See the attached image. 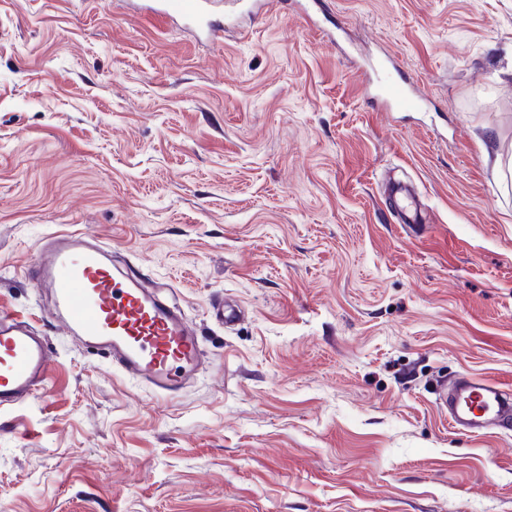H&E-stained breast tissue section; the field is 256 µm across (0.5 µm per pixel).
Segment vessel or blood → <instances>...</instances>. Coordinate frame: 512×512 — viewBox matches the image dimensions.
Returning a JSON list of instances; mask_svg holds the SVG:
<instances>
[{
    "instance_id": "b4317fda",
    "label": "vessel or blood",
    "mask_w": 512,
    "mask_h": 512,
    "mask_svg": "<svg viewBox=\"0 0 512 512\" xmlns=\"http://www.w3.org/2000/svg\"><path fill=\"white\" fill-rule=\"evenodd\" d=\"M217 0H150L145 14L182 22L200 40L212 41L224 31ZM391 109L408 111L415 98L404 82L387 86ZM399 223L416 224L421 208L401 186L390 192ZM34 287L50 298L52 322L67 335L136 376L167 398L177 396L202 362L200 337L175 298L146 289L133 275L119 270L112 250L79 232L51 236L27 268ZM48 336L26 317L0 311V410L41 393L49 379ZM453 428L473 433L512 423V396L496 383L458 374L435 393Z\"/></svg>"
}]
</instances>
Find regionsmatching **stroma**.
I'll use <instances>...</instances> for the list:
<instances>
[{
  "mask_svg": "<svg viewBox=\"0 0 512 512\" xmlns=\"http://www.w3.org/2000/svg\"><path fill=\"white\" fill-rule=\"evenodd\" d=\"M327 4L332 42L274 0L203 45L133 0H0V308L56 353L0 411V512H512V429L433 394L512 390V0ZM383 56L416 110L372 105ZM74 230L177 289L205 355L177 398L46 320L27 266ZM393 213L400 224H418L421 208L415 195L402 186H395L390 192ZM438 407L448 412L453 428L482 433L488 426L506 427L512 422V398L497 384L469 373L458 374L436 389Z\"/></svg>",
  "mask_w": 512,
  "mask_h": 512,
  "instance_id": "stroma-1",
  "label": "stroma"
}]
</instances>
